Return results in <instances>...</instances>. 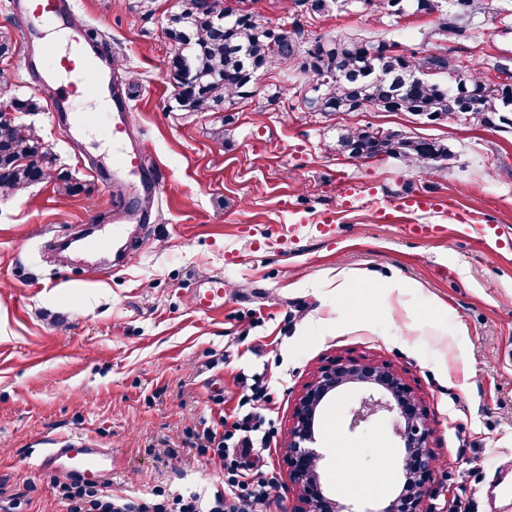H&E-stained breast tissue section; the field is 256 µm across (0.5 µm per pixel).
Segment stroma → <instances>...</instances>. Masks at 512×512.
<instances>
[{"label": "stroma", "mask_w": 512, "mask_h": 512, "mask_svg": "<svg viewBox=\"0 0 512 512\" xmlns=\"http://www.w3.org/2000/svg\"><path fill=\"white\" fill-rule=\"evenodd\" d=\"M475 15L466 37L435 34V16L401 20L351 4L329 16L295 0H255L272 27L305 35L384 37L420 55L447 48L470 71L512 58V0ZM67 0L118 64L133 106V138L161 190L144 224H121L126 259L87 261L55 246L89 225L106 230L130 187L112 182V156L93 130V102L67 115L23 60L33 38L14 0H0L12 52L0 101H37L15 122L30 129L73 185L46 180L0 193V512H67L36 459L82 438L119 449L112 490L131 501L155 490L204 492L224 479L199 451L200 419L232 415L262 379L276 433L254 452L251 476L271 480L263 512H291L284 438L319 368L356 358L393 369L426 406L438 468L429 512H512L492 481L512 482V252L482 230L512 233V120L432 122L406 112H306L305 83H283L277 104L184 112L169 80L166 16L179 0ZM80 125L67 137L65 123ZM395 132L448 145L436 168L336 149L344 128ZM446 199L442 234L419 238L375 220L410 193ZM335 224L333 236L316 229ZM304 223L297 234L289 225ZM349 274V287L336 285ZM224 280V308L197 311L200 281ZM363 389L344 386L317 429L326 494L346 512H378L402 486L400 444L388 419L351 427Z\"/></svg>", "instance_id": "stroma-1"}]
</instances>
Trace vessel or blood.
I'll use <instances>...</instances> for the list:
<instances>
[{
  "mask_svg": "<svg viewBox=\"0 0 512 512\" xmlns=\"http://www.w3.org/2000/svg\"><path fill=\"white\" fill-rule=\"evenodd\" d=\"M62 0H19L18 15L31 36L38 39L36 58L26 65L34 70L39 82L53 86L62 106H70L76 92L86 89L94 94L103 91L102 74L107 67L104 52L96 51L78 26L64 20ZM59 31L63 39L59 45L45 42L47 32ZM111 122L105 123L103 137L112 142L114 163L127 179L144 176L138 152L127 150L133 113L120 87H113ZM445 203L438 197L413 195L397 205L379 209L376 219L381 224L400 223L406 232L420 236L425 225L413 223V216L430 215L444 211ZM195 309L215 313L224 306V282L213 278L200 285L192 299ZM112 449L87 445L82 439L68 441L59 448H47L41 454L39 468L53 475H63L91 484H104L112 479Z\"/></svg>",
  "mask_w": 512,
  "mask_h": 512,
  "instance_id": "b4317fda",
  "label": "vessel or blood"
}]
</instances>
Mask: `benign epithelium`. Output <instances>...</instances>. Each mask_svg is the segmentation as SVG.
Returning a JSON list of instances; mask_svg holds the SVG:
<instances>
[{"mask_svg":"<svg viewBox=\"0 0 512 512\" xmlns=\"http://www.w3.org/2000/svg\"><path fill=\"white\" fill-rule=\"evenodd\" d=\"M348 384H364L376 393L362 397L351 410V427L385 413L402 447L401 467L413 489L400 492L380 512H428L429 497L437 457L431 446L435 428L426 408L413 391L389 368L354 359L335 361L318 371L296 404L293 423L288 431L289 479L297 489V505L292 512H337L328 501L321 483L318 464L321 455L312 448L316 442L315 424L324 399Z\"/></svg>","mask_w":512,"mask_h":512,"instance_id":"1","label":"benign epithelium"}]
</instances>
